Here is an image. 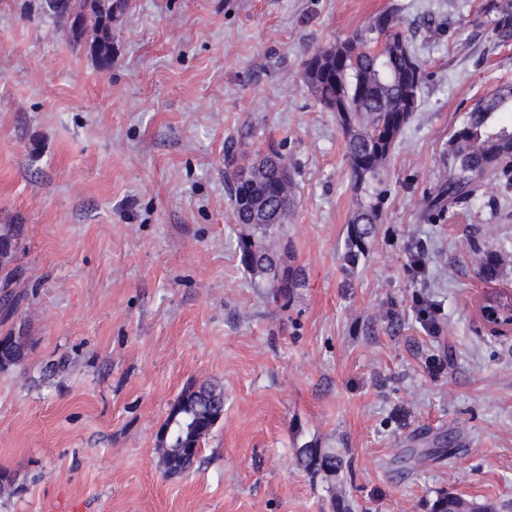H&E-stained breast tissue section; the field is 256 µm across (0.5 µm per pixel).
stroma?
I'll return each mask as SVG.
<instances>
[{
    "mask_svg": "<svg viewBox=\"0 0 512 512\" xmlns=\"http://www.w3.org/2000/svg\"><path fill=\"white\" fill-rule=\"evenodd\" d=\"M491 0H130L99 67L43 0H0V225L23 234L0 370V512H430L439 495L512 507V334L481 320L471 251H509L512 195L488 185L428 219L448 140L512 83ZM397 9L426 61L386 168L367 254L344 133L301 77L308 55ZM287 154L289 297L244 272L227 148ZM421 256L422 268L412 264ZM224 391L194 470L156 435L187 387ZM312 441L334 472L300 465ZM24 347L23 336H0V369H7L20 363L24 358Z\"/></svg>",
    "mask_w": 512,
    "mask_h": 512,
    "instance_id": "1",
    "label": "stroma"
}]
</instances>
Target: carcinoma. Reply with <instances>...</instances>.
<instances>
[{
    "instance_id": "obj_1",
    "label": "carcinoma",
    "mask_w": 512,
    "mask_h": 512,
    "mask_svg": "<svg viewBox=\"0 0 512 512\" xmlns=\"http://www.w3.org/2000/svg\"><path fill=\"white\" fill-rule=\"evenodd\" d=\"M48 11L67 26L73 44L102 67H112V20L123 14L129 0H45ZM490 25L499 45L512 44V0H493ZM302 79L317 101L336 113L345 137V158L355 208L347 229L343 260L355 266L370 247L387 195L384 172L400 134L419 106L426 78L425 64L411 48L397 9L380 13L353 35L311 54L303 63ZM512 112V88L503 86L481 99L468 112L450 140L448 159L437 193L426 199L429 215L468 203L488 182L512 187V127L498 121ZM224 181L237 224L250 228L238 236L239 263L250 276L276 296L288 297L304 280L303 270L278 269L275 254L291 244L274 235L288 221L296 204L288 158L269 147L262 159L241 153L227 155ZM21 225L0 227V307L11 312L17 302L11 291L14 250ZM477 273L488 283L498 280L503 257L473 247ZM487 305L512 316V294L497 288L486 293ZM22 336H0V369L24 358ZM224 418V391L201 384L183 390L170 406L164 424L171 426L169 447L194 448ZM299 459L316 471H334L342 461L336 452L321 453L312 443L299 450ZM498 512L494 502L469 506L455 496H439L432 512Z\"/></svg>"
}]
</instances>
